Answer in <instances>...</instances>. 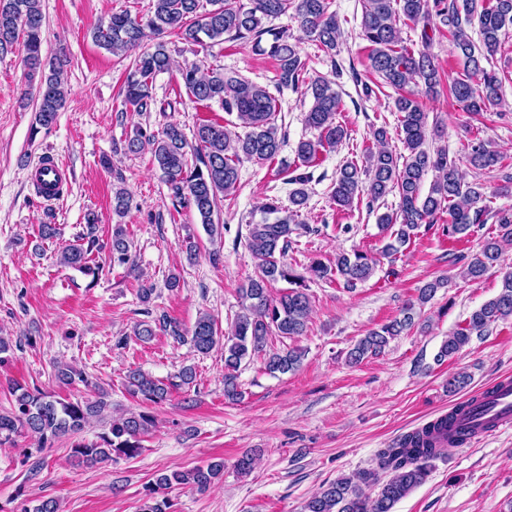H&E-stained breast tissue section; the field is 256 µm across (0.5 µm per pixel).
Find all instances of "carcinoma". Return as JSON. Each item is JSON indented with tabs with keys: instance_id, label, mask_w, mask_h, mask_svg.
Masks as SVG:
<instances>
[{
	"instance_id": "obj_1",
	"label": "carcinoma",
	"mask_w": 512,
	"mask_h": 512,
	"mask_svg": "<svg viewBox=\"0 0 512 512\" xmlns=\"http://www.w3.org/2000/svg\"><path fill=\"white\" fill-rule=\"evenodd\" d=\"M298 28L318 43L329 56L336 71V79L315 78L308 82L313 99L306 112V125L318 131L314 140L298 142L296 167L316 166L318 156L336 148L346 132L336 122L343 101L337 79L344 73L336 60L342 31L336 13L330 10V0H154L153 10L145 16H131L127 12L114 13L93 31L95 42L124 56L135 53L124 85L128 104L145 112L153 101L154 77L169 70L171 56L163 37L174 34L180 39L204 45L208 39L215 43L228 40H250L256 52L272 57L277 64L276 87L296 89L305 82V63L298 44L290 41L283 30L264 25L287 12ZM414 24L423 23L421 44L430 41L428 30L433 20L448 29L457 57L463 61L465 74L448 85L449 95L475 115L491 111L502 104V86L505 74L492 66L502 37L512 27V0H362L361 37L370 43L369 66L382 84L398 91L393 109L400 114V142L404 152L395 153L386 146V128L375 129L373 137L379 148L367 149L364 161H348L336 171L332 199L337 207L350 209L366 196L374 203L395 192L399 202L390 213L378 216V225L390 233L391 242L383 250L393 255L411 243L416 231L424 224H434L442 215L448 223L442 225V235L459 240L493 219L500 235L485 242L480 253L465 263L463 277L479 281L495 266L501 257V243L512 242V209H491L487 199L496 195L512 194V175L504 177V184L491 190L479 179L467 181L461 175L456 161L448 156V149H431L427 145L428 113L419 101L417 87L433 93L442 77L434 58L423 49L401 36L400 19ZM478 24L481 46L470 39L467 27ZM44 16L40 0H0V53L21 46L23 63L29 80H37L36 122L48 129L56 121L65 103V89L60 71L45 72L42 30ZM158 41L141 49L147 34ZM181 80L189 93L199 102L215 103L228 113H237L245 128L244 134H233L218 122L197 126L194 138L196 164H189L188 142L182 129L168 125L161 135L149 134L140 127L124 145V153L137 154L144 147L151 148L163 181L175 200L195 209L201 224L210 237L222 236L224 225L214 222L213 215L219 199L236 190L238 166L244 159L268 161L275 159L285 136L279 134L274 123L275 98L270 91L222 67L203 68L191 64L179 70ZM503 156L478 139L467 143V161L476 170L492 171L502 167ZM437 173L428 192H423L427 175ZM311 173H301L290 179L296 185L291 192V207L283 209L275 198L262 201L249 222L248 245L261 260L260 275L241 289L243 312L234 322L233 334L224 343V398L238 400L242 391L237 373L249 357L265 354V369L271 374L295 371L302 363L304 352L298 348L265 353L268 336L285 338L301 336L307 329L311 299L307 282L328 280L336 274L349 287L368 280L377 265L376 258L363 250H354L336 256L335 267L320 260L312 261L304 271L281 260L288 250L291 236L297 231L311 234L315 229L299 221L301 210L308 200L307 184ZM132 205L130 194L119 188L113 191L112 210L125 214ZM95 219L86 224L87 247H62L60 262L80 270H90L87 256L97 247ZM112 262L125 265L130 261V241L122 226L112 232L110 247ZM290 285L277 298L271 297L268 286L277 281ZM415 305L409 303L397 317L381 327L366 333L349 351L347 360L360 363L369 355H378L390 340L410 331L417 325ZM512 318V271L504 273L501 291L494 298L474 310L465 325L453 331L437 354L443 361L455 356L468 344L474 334H483L490 326ZM161 330L181 340L185 330L162 313L154 322L138 324L134 334L146 341ZM195 351L207 354L218 344L214 318L199 316L191 331ZM192 368H182L175 379L163 382L139 369L126 375L130 394L153 404L165 401L172 390L193 383ZM15 404L11 412L0 414V438L18 429L35 437L39 449L51 446L56 440L74 439L71 454L76 465H97L134 458L141 451L140 436L154 424L148 412H139L115 419L97 440L78 439L89 421L101 415L106 407L104 397L95 401H64L35 387L12 388ZM483 415L488 409L478 406L477 397L470 396L457 403L450 412L442 414L425 425L400 437L391 447L378 454L377 465L356 475V479L339 478L312 495L304 505V512H393L394 506L429 476L431 463L447 449L464 445L469 440L466 431L451 430V424L462 409ZM224 476V461H210L189 470L162 472L154 485L148 488L147 499L140 512H173V502L159 491L175 486L197 492L208 490ZM372 486L375 492L367 495L363 486Z\"/></svg>"
}]
</instances>
